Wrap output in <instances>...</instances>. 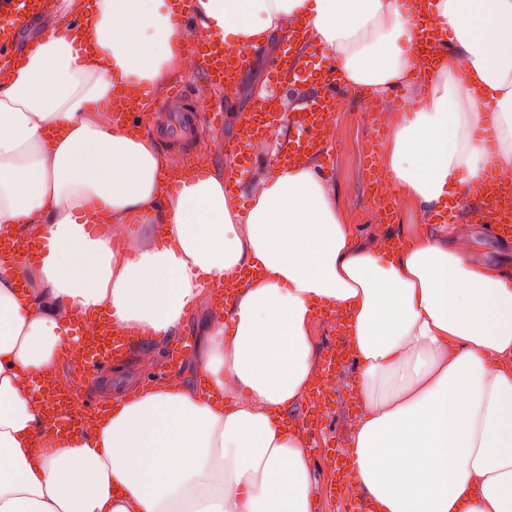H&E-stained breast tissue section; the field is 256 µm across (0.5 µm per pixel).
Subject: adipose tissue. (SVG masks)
<instances>
[{"label":"adipose tissue","instance_id":"1","mask_svg":"<svg viewBox=\"0 0 512 512\" xmlns=\"http://www.w3.org/2000/svg\"><path fill=\"white\" fill-rule=\"evenodd\" d=\"M420 2L191 0L186 31L173 0H59L83 25L0 67V237L41 249L0 263V512H313L314 443L288 412L317 373L322 308L361 367L347 452L376 512H512V275L472 261L460 233L361 244L309 162L261 180L244 213L207 171L168 190L156 142L109 106L131 85L163 91L197 39L262 46L304 21L342 85L423 97L393 128L385 174L455 223L486 175L477 106H493L512 172V0H431L448 36L431 71L416 64ZM132 220L141 238L113 248L109 225ZM232 278L198 335L206 388L135 386L55 440L40 386L80 340L75 313L167 341Z\"/></svg>","mask_w":512,"mask_h":512}]
</instances>
